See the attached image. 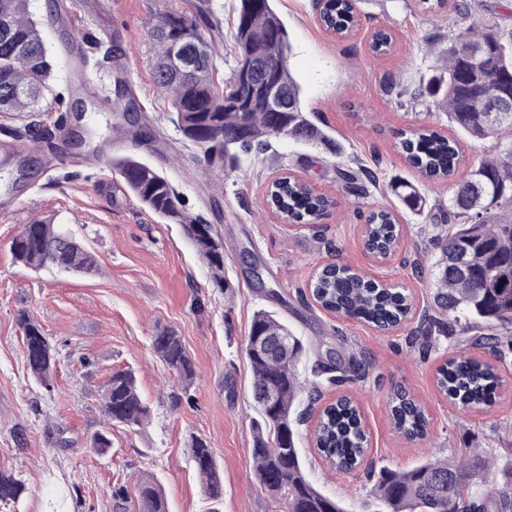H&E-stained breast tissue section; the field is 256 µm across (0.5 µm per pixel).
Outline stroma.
<instances>
[{"instance_id":"obj_1","label":"stroma","mask_w":512,"mask_h":512,"mask_svg":"<svg viewBox=\"0 0 512 512\" xmlns=\"http://www.w3.org/2000/svg\"><path fill=\"white\" fill-rule=\"evenodd\" d=\"M197 2L29 0L52 61L53 92L40 117L0 112V471L25 486L18 503L0 501V512H49L56 503L64 512H112L113 485L139 472L157 478L169 512H208L188 454L196 436L209 442L224 471V512H283V504L260 487L251 455L259 414L245 346L260 309L273 312L309 347L298 373L303 382L318 383L323 402L346 394L359 405L368 453L354 472H338L316 455V416L299 427L310 479L348 512H362L372 466L405 469L431 455L463 458L481 449L498 468L512 457V350L453 338L437 339L425 350L412 338L416 321L381 332L324 310L309 294L314 273L337 264L406 294L416 310L432 302V281L414 264L435 261V230L426 216L402 207L391 185L407 179L428 207L447 203L448 184L430 183L407 164L401 133L422 126L458 136L446 112L407 106L396 92L426 75L432 47L453 32L452 7L426 12L418 0H361L360 30L339 40L318 24L313 0H274L302 99L342 153L275 138L266 153L218 172L190 161L192 149L170 100L152 79V25L161 12H188ZM212 2L225 35L214 70L222 87L232 73L239 0ZM377 28L392 35L387 53L370 48ZM115 48L143 127L128 150L170 181L190 215L216 227L224 242L223 285L213 283L181 226L144 208L112 169L110 145L115 127L127 123L125 114L75 89L81 69L90 81L111 82L106 53ZM37 119L54 130L67 122L73 147L59 141L50 149L32 147ZM363 168L376 183L358 197L345 190L343 177ZM284 173L330 197L329 216L315 224L284 223L267 204L269 184ZM381 209L395 212L399 227L398 254L386 260L368 254L362 241L370 212ZM36 220L70 233L95 256V272H33L16 263L11 241ZM22 311L41 324L55 351L52 389L38 386L27 371L17 323ZM167 329L182 336L199 371L192 403L175 410L168 400L174 378L151 346L153 336ZM327 350L335 354L331 370L314 374V360ZM462 352L494 365L499 386L491 407L451 404L438 389V368ZM121 369L135 371L151 417L141 428L113 427L112 450L101 457L89 448L103 426L99 390ZM397 386L423 407L429 420L424 439L394 429L387 399Z\"/></svg>"}]
</instances>
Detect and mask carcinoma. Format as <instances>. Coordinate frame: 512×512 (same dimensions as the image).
<instances>
[{"mask_svg": "<svg viewBox=\"0 0 512 512\" xmlns=\"http://www.w3.org/2000/svg\"><path fill=\"white\" fill-rule=\"evenodd\" d=\"M483 0H457L454 33L434 52L432 73L412 90L397 96L415 103L429 102L448 112L458 130L472 138L495 135L501 139L498 155L475 167L452 185L446 223L451 229L434 239L440 258L432 270L437 315L421 332L454 338L480 328L502 329L485 336L487 343L507 344L512 350V281L498 288L488 282L492 271L512 258V27L488 24L481 12ZM326 31L343 33L357 18V0H328L315 5ZM157 46L154 81L169 94L179 129L194 148L192 159L223 169L235 165L241 154L258 155L273 138L289 137L304 144H323L339 150L336 140L306 114L300 87L290 65L287 30L273 8V0H239L234 49L238 66L229 84L214 82V54L222 38L220 21L205 2L194 11H167L152 29ZM51 64L28 0H0V112H40L48 90ZM279 86L288 111L268 112L259 91L269 83ZM113 109L121 111L131 98V85L122 71L114 77ZM408 163L437 182L449 180L460 159L458 144L435 131L411 128L401 139ZM127 189L157 217L182 226L199 254L207 261L211 278L224 285V248L214 225L190 219L185 201L154 166L131 155L112 159ZM406 209L422 214L426 199L408 183L394 185ZM270 203L292 222L321 217L323 203L305 182L281 181ZM397 239L394 216L378 211L369 216L365 245L384 256ZM15 260L31 270L91 273L93 255L70 234L54 224H25L11 241ZM313 300L323 309L359 318L380 330L402 325L411 306L404 294L382 288L347 266L326 265L313 276ZM29 374L50 389L55 353L42 326L26 313L18 315ZM262 339L258 354L252 346ZM152 348L170 369L177 385L170 392L172 409L192 400L197 381L194 358L173 330L153 337ZM251 392L259 411L251 449L259 484L285 506L284 512H346L342 503L323 493L307 477L297 448L296 425L304 386L297 365L305 354L302 340L266 310L254 313L248 338ZM438 389L462 407L491 404L497 385L492 365L461 354L436 374ZM105 427L90 438V448L105 455L112 448V426L141 427L150 417L133 370L112 373L100 390ZM394 425L412 439L426 437L427 420L421 407L403 388L390 394ZM315 443L318 452L339 467L355 464L363 454L366 435L357 407L343 403L321 414ZM189 453L200 477L201 491L211 504L209 512H223L224 476L214 452L202 437L192 439ZM372 500L369 512H512V460L489 475L483 452L467 460L432 458L397 471L387 466L370 473ZM24 485L0 471V501H17ZM112 512H168L160 483L149 474L137 475L135 493L126 484L112 486Z\"/></svg>", "mask_w": 512, "mask_h": 512, "instance_id": "obj_1", "label": "carcinoma"}]
</instances>
